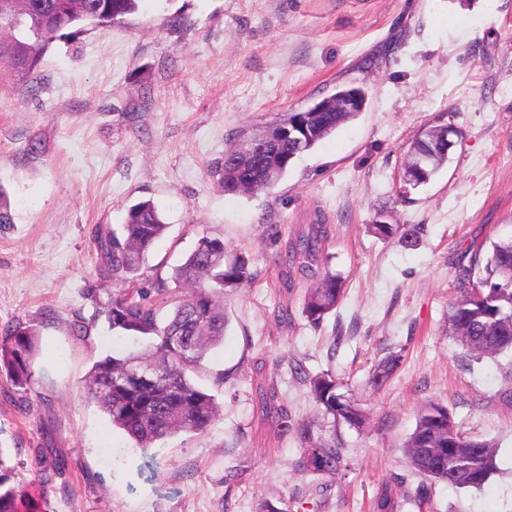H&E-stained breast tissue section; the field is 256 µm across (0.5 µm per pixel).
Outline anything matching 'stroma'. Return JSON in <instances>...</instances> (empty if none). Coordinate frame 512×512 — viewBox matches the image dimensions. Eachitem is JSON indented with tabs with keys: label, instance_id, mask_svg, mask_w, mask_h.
<instances>
[{
	"label": "stroma",
	"instance_id": "1",
	"mask_svg": "<svg viewBox=\"0 0 512 512\" xmlns=\"http://www.w3.org/2000/svg\"><path fill=\"white\" fill-rule=\"evenodd\" d=\"M175 15L185 25L170 26ZM347 85L365 90L364 111L274 186L229 195L212 178L240 130ZM446 124L463 133L447 164L406 189L409 143ZM146 200L167 230L137 287L205 234L249 252L255 273L225 297L224 343L195 377L218 419L160 441L150 468L84 390L117 347L104 316L117 286L98 274L94 232ZM0 201L13 217L0 225V326L37 331L27 389L0 365V450L38 512H258L266 500L371 512L385 483L400 512H512V355L475 359L447 324L455 255L512 237V0H139L124 23L55 42L35 86H0ZM318 216L345 293L316 328L310 281L286 282L278 260ZM380 221L415 228L416 245L373 234ZM400 348L401 368L373 388ZM298 366L332 371L368 425L324 418ZM429 402L494 441L498 471L480 490L433 483L419 507L403 444ZM309 421L342 442L344 475L305 469L294 427ZM404 350H391L378 362L372 374V384L375 387L385 385L398 371L404 357Z\"/></svg>",
	"mask_w": 512,
	"mask_h": 512
}]
</instances>
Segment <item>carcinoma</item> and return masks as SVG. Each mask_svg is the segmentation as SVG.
Segmentation results:
<instances>
[{
    "mask_svg": "<svg viewBox=\"0 0 512 512\" xmlns=\"http://www.w3.org/2000/svg\"><path fill=\"white\" fill-rule=\"evenodd\" d=\"M138 0H0V57L10 62L9 79L33 82L42 56L62 38L74 39L88 28L110 27L134 14ZM355 116L335 106L322 112H286L266 126L272 144L259 157L242 154L221 158L211 167L226 194L267 188L288 171L291 161L312 149L340 125ZM453 144L448 127L422 131L405 154L403 170L414 171L406 185L416 189L431 181L447 163ZM167 224L155 206L140 201L127 209L120 231L96 229L98 272L104 280L133 283ZM327 224L317 217L298 235L281 257L287 278L315 279L304 303L308 322L318 327L335 313L343 298L341 278L328 269L315 270ZM456 287L459 297L448 310V333L476 358L512 352V238L492 243L484 256L483 244L471 243L457 254ZM253 279L251 258L230 252L219 237L201 236L171 280L188 289L170 300L162 316L161 304L147 301L137 290L112 297L105 310L112 335L135 336L146 344L143 352L108 354L91 367L88 398L146 450L175 433H203L218 416L214 395L199 386L193 374L211 351L224 343L228 317L224 296ZM37 331L23 322L0 329V363L11 381L23 388L30 382ZM403 351L391 350L378 362L372 384L385 385L402 364ZM303 382L319 410L333 423L364 428L369 419L331 371L303 374ZM297 433L306 452V467L334 477L345 469L343 446L332 435H314L313 424L300 423ZM411 471L423 476L414 502L429 497L428 482H444L460 489H478L495 470L494 444L464 435L448 409L436 403L423 406L404 444ZM9 470L0 458V512H33L23 486L9 484ZM400 504L384 488L373 499V512H398Z\"/></svg>",
    "mask_w": 512,
    "mask_h": 512,
    "instance_id": "obj_1",
    "label": "carcinoma"
}]
</instances>
